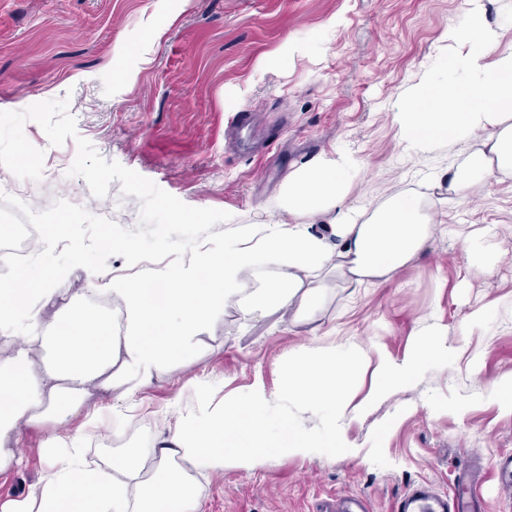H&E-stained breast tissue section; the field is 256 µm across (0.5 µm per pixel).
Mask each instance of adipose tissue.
<instances>
[{"label": "adipose tissue", "instance_id": "ef3b65f1", "mask_svg": "<svg viewBox=\"0 0 512 512\" xmlns=\"http://www.w3.org/2000/svg\"><path fill=\"white\" fill-rule=\"evenodd\" d=\"M447 37L473 47L465 60L468 82L424 75L394 106L393 120L407 152L454 149L456 163L436 174L430 186L464 196L512 176V46H500L496 30L478 11L465 14ZM361 168L348 153L313 158L289 175L282 192L280 207L295 223L269 221L267 234H243L223 254L203 257L212 270L208 283L200 284L193 272L180 276L168 284L164 304H156L140 283H122L117 293L125 309L117 325L104 311L72 305L67 289L53 287L51 270L17 272L28 294L23 305L13 284H0V327L18 323L25 333L12 355L0 358V472L21 464L14 447L22 428L75 418L89 427H111L104 410L113 389L132 400L165 380L171 359L190 351L197 330L227 300L264 316L293 307L309 321L331 271L340 272L349 287L369 288L422 255L433 221L425 192L405 190L372 212L356 211L349 203L351 176ZM317 219L324 220L326 232L314 231ZM260 264L270 284L245 290V277ZM51 304L55 321L43 335V311ZM447 352L443 328L431 329L413 357L381 368L377 395L406 384L426 358ZM363 364L354 347L340 355L319 353L312 362L289 360L280 393L305 402L318 398L327 412L318 436L274 419L270 397L258 387L223 409L182 419L138 456L113 455L104 468L86 464L80 438L48 440L38 485L9 512H198L192 475L223 472L229 461L249 466L281 453L347 447V396Z\"/></svg>", "mask_w": 512, "mask_h": 512}]
</instances>
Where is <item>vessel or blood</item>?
<instances>
[{
    "instance_id": "obj_1",
    "label": "vessel or blood",
    "mask_w": 512,
    "mask_h": 512,
    "mask_svg": "<svg viewBox=\"0 0 512 512\" xmlns=\"http://www.w3.org/2000/svg\"><path fill=\"white\" fill-rule=\"evenodd\" d=\"M394 512H484L481 480L469 476L443 494L435 493L427 483H419L398 498Z\"/></svg>"
}]
</instances>
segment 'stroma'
Segmentation results:
<instances>
[{"label": "stroma", "mask_w": 512, "mask_h": 512, "mask_svg": "<svg viewBox=\"0 0 512 512\" xmlns=\"http://www.w3.org/2000/svg\"><path fill=\"white\" fill-rule=\"evenodd\" d=\"M477 8L501 46L512 45V0H0V111L68 98L79 136L103 158L190 206L229 212L234 228L288 221L279 200L289 173L337 151L363 162L350 200L364 207L453 162L445 148L405 154L392 112L426 73L467 80L470 47L446 34ZM118 69L129 81L114 80ZM24 134L45 153L41 179L21 183L31 209L74 200L137 226L141 204L119 182L97 198L68 176L74 140L52 146L32 121ZM436 196L426 255L355 293L328 276L311 325L292 309L250 318L226 302L192 354L174 358L170 379L117 416L110 439L143 422L150 436L168 433L258 386L273 395L275 418L318 433V406L276 397L288 356L357 345L366 361L350 397L363 409L344 425L348 447L227 463L222 476L201 481L200 512H318L348 494L364 497L369 512H393L407 489L423 481L448 489L473 460L484 467L485 512H512V480L496 465L512 454V407L493 392L512 377V178L464 200ZM482 230L487 249L476 256L466 241ZM132 272L114 256L105 272L76 267L62 285L77 304L85 288ZM433 326L447 331V358H429L407 385L369 402L378 367L410 356ZM51 434L22 431L21 465L0 472V508L38 483Z\"/></svg>", "instance_id": "obj_1"}]
</instances>
